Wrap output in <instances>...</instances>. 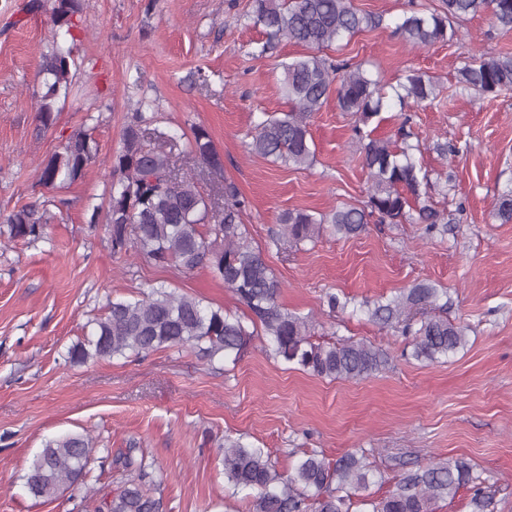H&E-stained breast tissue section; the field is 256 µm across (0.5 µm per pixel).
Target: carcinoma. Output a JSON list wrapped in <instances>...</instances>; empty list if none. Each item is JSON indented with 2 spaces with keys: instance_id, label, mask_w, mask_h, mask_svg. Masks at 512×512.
<instances>
[{
  "instance_id": "cac0c4a2",
  "label": "carcinoma",
  "mask_w": 512,
  "mask_h": 512,
  "mask_svg": "<svg viewBox=\"0 0 512 512\" xmlns=\"http://www.w3.org/2000/svg\"><path fill=\"white\" fill-rule=\"evenodd\" d=\"M82 9V0H55L52 44L42 54L39 68L41 92L36 112L45 128L55 123L56 104L70 93L74 60L60 47L59 38L72 35L73 18ZM483 14L490 15L497 27L512 30V0H442L438 11L413 9L405 14L396 31L409 46L425 48L458 39L454 22ZM250 17L266 34L256 56H273L284 40L308 49L281 63L289 109L256 126L251 151L274 163L298 168L312 165L315 149L309 118L334 97L341 111L357 117L353 131L361 143L370 181L368 200L361 208L337 207L319 216L299 209L284 212L280 224L288 242L298 246L324 233L357 236L375 216L382 223H399L411 206L420 224L448 223V216L429 204L428 192L421 191L429 186L430 178L415 157L420 146L408 142L411 133H401L403 145L397 146L364 130L390 97L402 105L434 102L439 95L434 82L408 71L404 80L389 87L372 77L362 63L333 61L320 54L346 36L383 27V16L358 10L353 0H251ZM457 83L464 90L482 93L512 89V53L481 57L464 65ZM145 123L141 112L132 113L121 146L112 156L114 179L104 215L112 251L134 250L185 271L208 267L245 312L240 316L205 307L192 296L154 287L140 299L110 301L106 316L95 320L92 337L69 349L70 361L140 358L176 347L195 350L210 361L222 355L235 362L254 336L262 334L272 343L275 357L320 378L357 381L384 369L388 353L370 342L311 341L309 317L280 304L279 280L262 253L248 244L247 204L235 183L224 181L222 217L214 219L212 202L199 192L193 179L176 172L169 155L151 145L145 137ZM188 148L205 166L222 168L221 156L204 127L193 129ZM97 153L98 145L89 134L73 133L60 151L40 163L39 183L53 188L74 182ZM495 210L501 222H512V193L497 198ZM6 223L10 237L35 242L44 238L46 211L23 206ZM446 298L448 292L419 284L384 303L365 302L362 308L382 327L398 325L412 337L411 357L435 363L467 344L463 327L428 315L430 310L447 309ZM94 451L87 433L48 441L29 467L28 492L49 499L61 487L81 481ZM123 464L131 472L130 479L112 496L106 512H159L160 501L144 488V462L128 452ZM223 465L231 489L255 491L249 512H351L352 497L372 484L365 456L356 453L331 463L317 451L305 452L293 473L285 475L265 449L237 442L224 449ZM462 488L470 492L472 512H497L486 481L464 457L408 470L392 491L379 499L367 495L364 504L371 506V512H434L438 502L454 498Z\"/></svg>"
}]
</instances>
